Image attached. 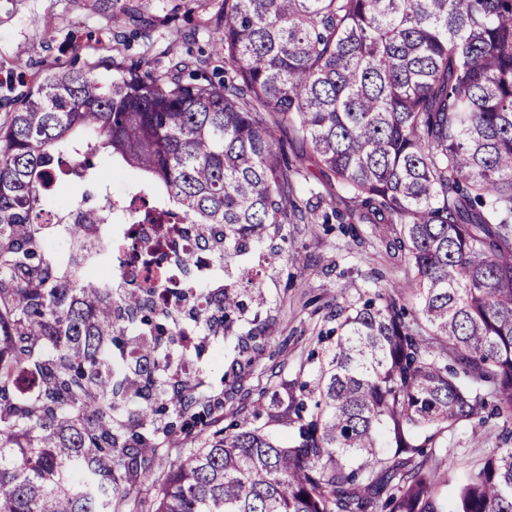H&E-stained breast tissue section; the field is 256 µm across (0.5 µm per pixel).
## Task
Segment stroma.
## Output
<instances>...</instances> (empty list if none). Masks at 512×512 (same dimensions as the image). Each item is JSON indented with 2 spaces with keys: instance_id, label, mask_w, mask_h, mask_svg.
<instances>
[{
  "instance_id": "obj_1",
  "label": "stroma",
  "mask_w": 512,
  "mask_h": 512,
  "mask_svg": "<svg viewBox=\"0 0 512 512\" xmlns=\"http://www.w3.org/2000/svg\"><path fill=\"white\" fill-rule=\"evenodd\" d=\"M222 0H126L129 14L115 12L112 0H0V122L44 68L101 67L118 59L133 62L148 39L173 52L210 51L217 28L202 31L200 16L217 18ZM167 18L166 26L146 35L144 21ZM283 256L265 274L253 311L271 324L270 338L255 354L239 385L223 388V363L203 362L195 373L206 392H223L225 404L241 402L246 390L264 381L268 368L285 363L288 376L312 375L307 363L310 337L332 327L328 314L336 298L368 289L372 272L387 271L390 258L379 240L353 243L323 226L289 224Z\"/></svg>"
}]
</instances>
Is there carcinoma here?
<instances>
[{"instance_id":"cac0c4a2","label":"carcinoma","mask_w":512,"mask_h":512,"mask_svg":"<svg viewBox=\"0 0 512 512\" xmlns=\"http://www.w3.org/2000/svg\"><path fill=\"white\" fill-rule=\"evenodd\" d=\"M222 21L162 70L49 67L0 125V512H138L137 478L152 512H512V0H224ZM114 175L129 197L107 204ZM86 185L63 234L131 208L222 225L232 281L198 315L237 339L232 389L256 351L241 257L279 258L285 225L361 244L355 225L384 224L402 280L335 302L316 373L271 370L204 435L221 395L153 392L172 315L65 276L45 245L50 197ZM133 329L154 336L118 364ZM464 424L497 448L460 459L447 497Z\"/></svg>"}]
</instances>
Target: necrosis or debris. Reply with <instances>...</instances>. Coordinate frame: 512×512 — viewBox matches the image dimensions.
<instances>
[{
  "instance_id": "1",
  "label": "necrosis or debris",
  "mask_w": 512,
  "mask_h": 512,
  "mask_svg": "<svg viewBox=\"0 0 512 512\" xmlns=\"http://www.w3.org/2000/svg\"><path fill=\"white\" fill-rule=\"evenodd\" d=\"M79 248L84 271L100 275L104 285L120 280L128 288H149L174 281L194 288L218 277L223 244L193 224H88ZM111 257V275H103L97 260Z\"/></svg>"
}]
</instances>
